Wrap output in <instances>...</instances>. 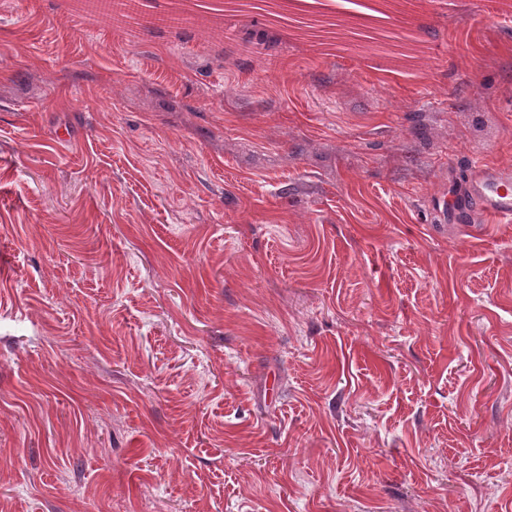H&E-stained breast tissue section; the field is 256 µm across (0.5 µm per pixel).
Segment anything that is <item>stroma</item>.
Returning a JSON list of instances; mask_svg holds the SVG:
<instances>
[{"label": "stroma", "mask_w": 512, "mask_h": 512, "mask_svg": "<svg viewBox=\"0 0 512 512\" xmlns=\"http://www.w3.org/2000/svg\"><path fill=\"white\" fill-rule=\"evenodd\" d=\"M0 0V512H512V0ZM440 205L441 200L437 199L433 207L444 220L469 224L470 230H480L473 224L478 214L489 216L498 224H512V166L471 162L469 176L455 186L450 214Z\"/></svg>", "instance_id": "stroma-1"}]
</instances>
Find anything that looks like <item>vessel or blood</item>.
Instances as JSON below:
<instances>
[{
	"label": "vessel or blood",
	"mask_w": 512,
	"mask_h": 512,
	"mask_svg": "<svg viewBox=\"0 0 512 512\" xmlns=\"http://www.w3.org/2000/svg\"><path fill=\"white\" fill-rule=\"evenodd\" d=\"M483 214L499 224H512V166L471 162L470 174L456 184L449 219L473 224Z\"/></svg>",
	"instance_id": "1"
}]
</instances>
